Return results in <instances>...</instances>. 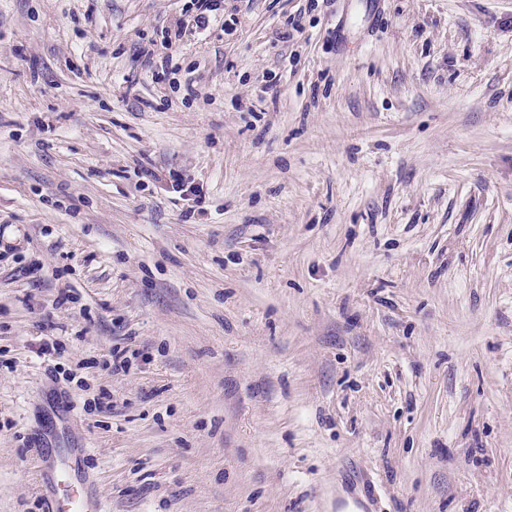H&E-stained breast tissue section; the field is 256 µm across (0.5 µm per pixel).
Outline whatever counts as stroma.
I'll list each match as a JSON object with an SVG mask.
<instances>
[{"mask_svg":"<svg viewBox=\"0 0 512 512\" xmlns=\"http://www.w3.org/2000/svg\"><path fill=\"white\" fill-rule=\"evenodd\" d=\"M185 2L0 0V512H512V0ZM222 0H192L190 11L195 12L193 15V23L195 31L205 30L213 16L220 8Z\"/></svg>","mask_w":512,"mask_h":512,"instance_id":"1","label":"stroma"}]
</instances>
